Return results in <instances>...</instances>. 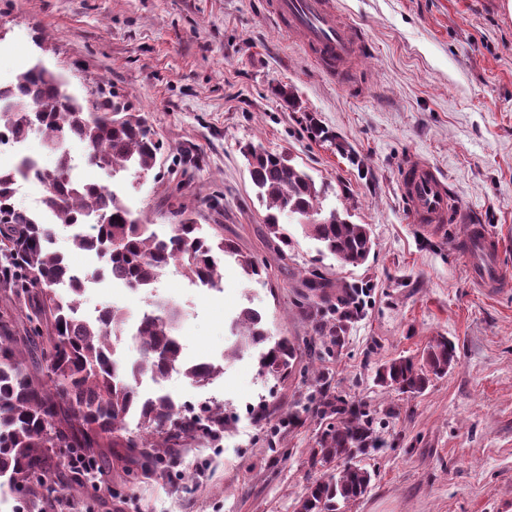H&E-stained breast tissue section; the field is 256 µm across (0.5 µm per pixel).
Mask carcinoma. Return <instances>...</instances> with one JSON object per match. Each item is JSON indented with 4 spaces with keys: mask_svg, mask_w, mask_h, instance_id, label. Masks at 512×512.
<instances>
[{
    "mask_svg": "<svg viewBox=\"0 0 512 512\" xmlns=\"http://www.w3.org/2000/svg\"><path fill=\"white\" fill-rule=\"evenodd\" d=\"M0 146L36 133L56 155L52 168L26 161L0 164V296L9 303L0 313V497H11L14 512H35L60 495H69L111 473L99 466L87 472L74 467L53 469L54 460L83 454L99 461L101 449L112 448L122 462L126 483L156 472L181 456L189 442L210 438L228 428L224 405L207 404L190 412L166 394L143 399L139 385L148 376L162 382L170 372L204 386L224 372L212 362L188 364L175 334L181 310L169 301L151 300L131 340L139 357L127 363L118 351L128 316L108 305L97 318L79 313L84 281L109 274L134 290L149 288L172 266L195 285L219 281L217 254L235 256L250 279L261 266L224 239L204 235L197 224L174 225L161 236L141 223L122 196L107 186L84 183L73 176L69 141L87 148V162L120 179L146 176L155 166L160 143L146 119L125 111L119 102L86 112L49 70L30 68L0 84ZM249 171L266 223L280 233L279 217L297 220L305 235L343 267L366 262L372 247L366 224H355L336 209L324 210L312 177L288 156L247 145ZM35 180L45 193L40 208L15 205L18 183ZM74 228L70 246L104 261V267L74 271L53 248L56 228ZM303 301L315 335L340 346L365 305L367 286L333 282L311 270L303 280ZM234 340L224 360L248 348H261V371L284 376L297 350L286 338L272 346L262 314L244 307L231 321ZM457 363L446 336L433 338L419 361L399 357L382 363L375 382L402 394H420L433 379ZM138 416V431L127 419ZM321 416L330 419L309 451L311 468H336L310 482L297 502V512H344L363 498L373 479L362 457L381 448L369 414L359 404L336 396L322 402Z\"/></svg>",
    "mask_w": 512,
    "mask_h": 512,
    "instance_id": "cac0c4a2",
    "label": "carcinoma"
}]
</instances>
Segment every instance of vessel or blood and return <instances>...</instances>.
<instances>
[{
	"instance_id": "1",
	"label": "vessel or blood",
	"mask_w": 512,
	"mask_h": 512,
	"mask_svg": "<svg viewBox=\"0 0 512 512\" xmlns=\"http://www.w3.org/2000/svg\"><path fill=\"white\" fill-rule=\"evenodd\" d=\"M275 14L301 38L320 66L334 71L357 58L365 46L360 27L342 19L329 0H275ZM403 185L413 221L420 224L455 222L471 227L465 253L470 279L491 291L506 288L491 238L473 222L469 208L450 207L452 190L444 174L427 160L413 158L403 166Z\"/></svg>"
}]
</instances>
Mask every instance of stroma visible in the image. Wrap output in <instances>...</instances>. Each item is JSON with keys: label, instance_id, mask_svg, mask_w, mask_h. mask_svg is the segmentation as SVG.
<instances>
[{"label": "stroma", "instance_id": "obj_1", "mask_svg": "<svg viewBox=\"0 0 512 512\" xmlns=\"http://www.w3.org/2000/svg\"><path fill=\"white\" fill-rule=\"evenodd\" d=\"M271 0H0V80L35 63L58 72L86 109L119 96L146 116L163 148L125 197L142 223L170 232L187 207L204 232L265 265L262 281L234 263L207 290L169 268L158 295L182 310L186 361L221 359L227 324L257 308L272 338L299 350L288 376L262 374L254 352L199 388L173 376L180 403L218 402L232 428L192 444L165 471L127 489L78 496L75 512H296L316 471L308 451L327 421L321 395L363 403L384 450L364 456L371 491L347 512H512V290L475 287L448 248L460 224L431 232L402 197L403 164L423 158L499 239L512 281V15L504 0H331L369 42L356 82L320 71L301 40L278 29ZM291 91L296 107L275 92ZM253 143L289 155L323 191L324 208L368 225V260L343 267L299 225L272 233L241 152ZM190 151L193 163H183ZM289 244H282L280 234ZM371 290L363 316L315 379V335L297 303L310 270ZM148 297L92 283L81 310L135 312ZM454 342L455 368L417 395L376 385L386 360Z\"/></svg>", "mask_w": 512, "mask_h": 512}]
</instances>
